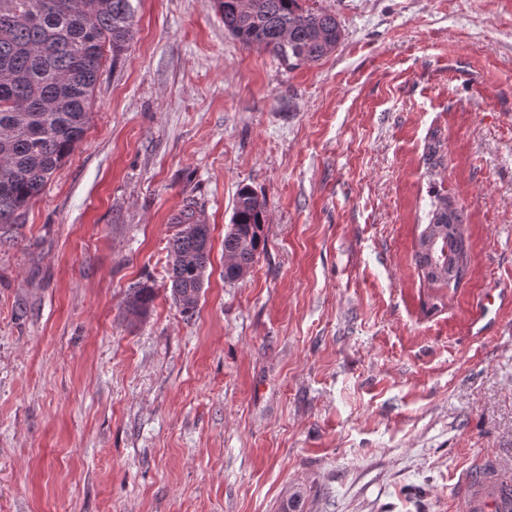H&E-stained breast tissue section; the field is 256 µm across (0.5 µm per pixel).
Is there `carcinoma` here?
Segmentation results:
<instances>
[{"label": "carcinoma", "mask_w": 512, "mask_h": 512, "mask_svg": "<svg viewBox=\"0 0 512 512\" xmlns=\"http://www.w3.org/2000/svg\"><path fill=\"white\" fill-rule=\"evenodd\" d=\"M224 29L244 47H262L290 65L316 62L342 38L336 16L304 10L299 0H215ZM132 0H0V224L45 188L82 139L105 50L117 61L133 38ZM264 208L247 186L237 192L224 234V280L241 279L264 244ZM168 242L171 297L195 313L210 264V227L185 209ZM435 231L447 254H429ZM415 264L430 286L453 288L465 277L469 247L463 210L446 195L431 202ZM154 292L129 289L128 311L148 313Z\"/></svg>", "instance_id": "1"}]
</instances>
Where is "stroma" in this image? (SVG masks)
I'll list each match as a JSON object with an SVG mask.
<instances>
[{"mask_svg": "<svg viewBox=\"0 0 512 512\" xmlns=\"http://www.w3.org/2000/svg\"><path fill=\"white\" fill-rule=\"evenodd\" d=\"M300 4L342 39L291 67L214 0H132L82 141L0 225V512H466L512 468V305L471 329L512 289V0ZM244 185L266 249L228 283ZM437 192L467 215L455 288L414 261ZM188 205L211 230L190 317ZM168 242L171 297L186 315H193L210 264V227L185 209L174 221ZM153 300L154 292L152 288L145 286L129 288L128 311L136 316H144L148 313Z\"/></svg>", "mask_w": 512, "mask_h": 512, "instance_id": "35a3bbf8", "label": "stroma"}]
</instances>
